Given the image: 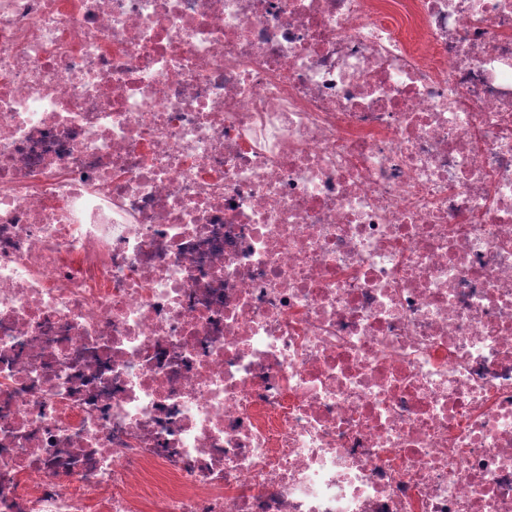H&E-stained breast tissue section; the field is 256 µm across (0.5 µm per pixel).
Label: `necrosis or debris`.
<instances>
[{
    "label": "necrosis or debris",
    "instance_id": "4bbe7bcc",
    "mask_svg": "<svg viewBox=\"0 0 512 512\" xmlns=\"http://www.w3.org/2000/svg\"><path fill=\"white\" fill-rule=\"evenodd\" d=\"M0 512H512V0H0Z\"/></svg>",
    "mask_w": 512,
    "mask_h": 512
}]
</instances>
